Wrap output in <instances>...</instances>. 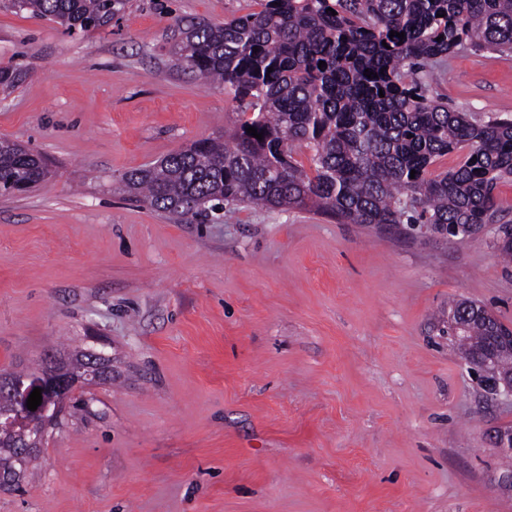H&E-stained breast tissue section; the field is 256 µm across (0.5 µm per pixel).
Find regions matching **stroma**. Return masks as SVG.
Instances as JSON below:
<instances>
[{
  "mask_svg": "<svg viewBox=\"0 0 512 512\" xmlns=\"http://www.w3.org/2000/svg\"><path fill=\"white\" fill-rule=\"evenodd\" d=\"M246 0H128L73 33L0 0V139L51 176L0 194V373L92 349L112 380L77 391L0 512H512V399L446 335L465 298L512 328V179L472 236L225 208L179 223L129 172L233 130L235 105L171 61L178 20ZM459 112L512 117V61L428 67Z\"/></svg>",
  "mask_w": 512,
  "mask_h": 512,
  "instance_id": "35a3bbf8",
  "label": "stroma"
}]
</instances>
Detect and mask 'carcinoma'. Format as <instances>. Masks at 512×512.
<instances>
[{"instance_id": "obj_1", "label": "carcinoma", "mask_w": 512, "mask_h": 512, "mask_svg": "<svg viewBox=\"0 0 512 512\" xmlns=\"http://www.w3.org/2000/svg\"><path fill=\"white\" fill-rule=\"evenodd\" d=\"M13 5L87 32L107 25L126 0ZM392 30L405 36L392 38ZM173 38L175 65L224 84L238 119L231 132L125 177V190L150 208L204 222L226 205L310 207L342 224H429L452 237L493 220V191L512 177V118L457 112L420 73L468 47L511 61L512 0H252L224 22H181ZM464 148L454 167L432 172ZM304 153L307 167L297 160ZM42 162L1 140L0 192L40 183ZM501 233L497 250L511 261L512 225ZM505 331L491 315L448 319L466 358Z\"/></svg>"}]
</instances>
